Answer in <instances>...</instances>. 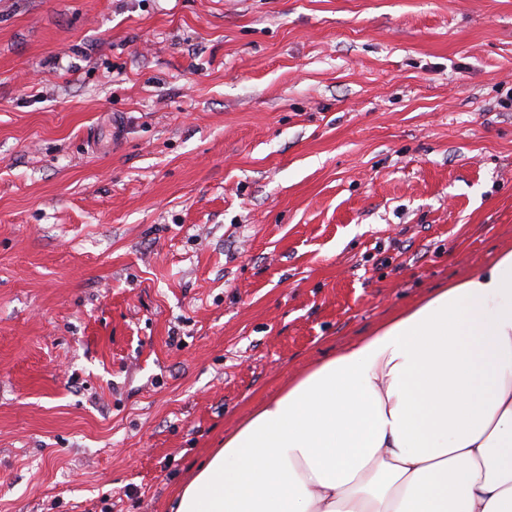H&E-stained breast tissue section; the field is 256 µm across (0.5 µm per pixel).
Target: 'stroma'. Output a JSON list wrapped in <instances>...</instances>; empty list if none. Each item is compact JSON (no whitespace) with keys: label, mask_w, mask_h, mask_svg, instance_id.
I'll list each match as a JSON object with an SVG mask.
<instances>
[{"label":"stroma","mask_w":512,"mask_h":512,"mask_svg":"<svg viewBox=\"0 0 512 512\" xmlns=\"http://www.w3.org/2000/svg\"><path fill=\"white\" fill-rule=\"evenodd\" d=\"M511 248L512 0H0V512H169Z\"/></svg>","instance_id":"1"}]
</instances>
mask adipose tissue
I'll return each instance as SVG.
<instances>
[{
	"mask_svg": "<svg viewBox=\"0 0 512 512\" xmlns=\"http://www.w3.org/2000/svg\"><path fill=\"white\" fill-rule=\"evenodd\" d=\"M172 512H512V249L289 380Z\"/></svg>",
	"mask_w": 512,
	"mask_h": 512,
	"instance_id": "obj_1",
	"label": "adipose tissue"
}]
</instances>
